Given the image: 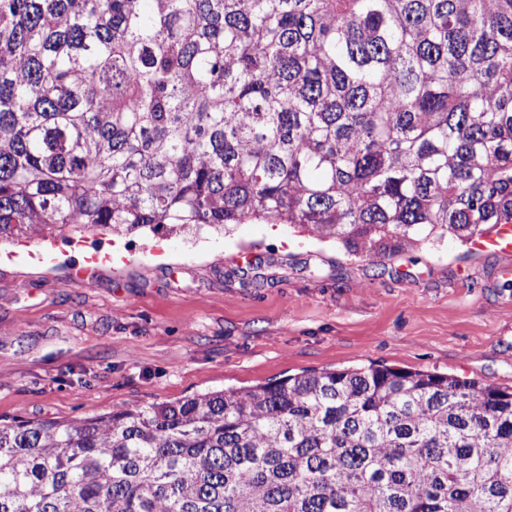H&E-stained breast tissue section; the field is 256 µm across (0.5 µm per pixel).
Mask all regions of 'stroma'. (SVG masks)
I'll use <instances>...</instances> for the list:
<instances>
[{
	"label": "stroma",
	"mask_w": 512,
	"mask_h": 512,
	"mask_svg": "<svg viewBox=\"0 0 512 512\" xmlns=\"http://www.w3.org/2000/svg\"><path fill=\"white\" fill-rule=\"evenodd\" d=\"M0 242V416L82 419L325 368L385 364L512 387V252L448 240L350 256L293 224L192 238ZM121 246L89 283L76 266Z\"/></svg>",
	"instance_id": "stroma-1"
}]
</instances>
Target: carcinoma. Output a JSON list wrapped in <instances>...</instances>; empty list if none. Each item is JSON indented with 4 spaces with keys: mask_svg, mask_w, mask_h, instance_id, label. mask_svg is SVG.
Returning a JSON list of instances; mask_svg holds the SVG:
<instances>
[{
    "mask_svg": "<svg viewBox=\"0 0 512 512\" xmlns=\"http://www.w3.org/2000/svg\"><path fill=\"white\" fill-rule=\"evenodd\" d=\"M512 224V0H0V240ZM0 512H512V388L371 364L0 418Z\"/></svg>",
    "mask_w": 512,
    "mask_h": 512,
    "instance_id": "1",
    "label": "carcinoma"
}]
</instances>
